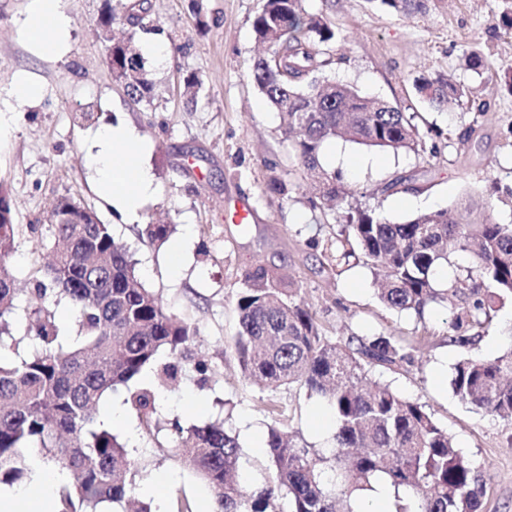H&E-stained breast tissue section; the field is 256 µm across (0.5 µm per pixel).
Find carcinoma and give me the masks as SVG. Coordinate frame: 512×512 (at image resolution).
Listing matches in <instances>:
<instances>
[{
	"instance_id": "obj_1",
	"label": "carcinoma",
	"mask_w": 512,
	"mask_h": 512,
	"mask_svg": "<svg viewBox=\"0 0 512 512\" xmlns=\"http://www.w3.org/2000/svg\"><path fill=\"white\" fill-rule=\"evenodd\" d=\"M399 14L422 13L428 0H374ZM149 0H112L101 24L129 23L126 36L107 47L113 78L126 84L137 101L151 103L154 83L137 44V29L149 22ZM265 52L254 57L248 74L279 114L292 149L316 182L312 207L353 197L336 173L321 162L333 139L388 149L423 150L415 115L387 101L364 95L333 76V46L343 36L321 15L309 14L304 0H261L253 21ZM419 100L444 110L472 89L442 76L413 80ZM263 193L288 197L287 183L270 169ZM81 202L58 199L51 211L52 262L47 278L31 288L16 287L9 259L19 240L42 233L38 224H16L8 187L0 183V485L28 480L33 455L71 476L57 489L58 512H101L108 504H135L138 470L127 444L112 427L96 422L103 397L119 389L147 431L176 437L182 462L210 489L212 512H277L288 499L289 512H355L351 499L370 489L376 475L394 490L415 499L395 512H482V474L454 445L427 405L401 397L369 376L372 368L396 369L410 362L406 347L388 334L352 335L331 341L299 289L276 267L245 270L237 295L234 353L243 376L263 388L297 386L325 399L333 415L332 453L327 457L304 444H290L289 420L278 417L269 400L267 455L272 478L250 494L240 484L238 436L218 421L184 426L157 417L159 386L137 383L147 368L166 386L190 368L196 384L208 380L209 366L195 358L198 327L166 310L136 274V262L101 221L76 224ZM494 200L454 213L438 209L397 223L382 211L348 204L345 224L322 247L321 262L340 276L362 263L383 306L423 317L434 306L452 309V343L468 348L491 323L497 304L512 300V224L492 217ZM169 224H145L139 237L164 243ZM465 253L482 282L457 278L446 288L435 273L448 256ZM72 312L67 329L57 309ZM35 321L24 334H12L23 315ZM464 404L489 415L512 419V348L493 359L460 358L450 380Z\"/></svg>"
}]
</instances>
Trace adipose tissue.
Here are the masks:
<instances>
[{"instance_id": "obj_1", "label": "adipose tissue", "mask_w": 512, "mask_h": 512, "mask_svg": "<svg viewBox=\"0 0 512 512\" xmlns=\"http://www.w3.org/2000/svg\"><path fill=\"white\" fill-rule=\"evenodd\" d=\"M28 40L44 55L60 53L70 26L63 0H31ZM89 169L97 190L129 220H137L145 199L154 192L148 169L133 162L142 145L134 132L122 126L101 127L93 136Z\"/></svg>"}]
</instances>
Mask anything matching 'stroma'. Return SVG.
<instances>
[{
    "label": "stroma",
    "mask_w": 512,
    "mask_h": 512,
    "mask_svg": "<svg viewBox=\"0 0 512 512\" xmlns=\"http://www.w3.org/2000/svg\"><path fill=\"white\" fill-rule=\"evenodd\" d=\"M71 28L62 54L39 55L26 39L29 0H0V182L8 185L17 223L38 224L42 240H19L12 270L28 285L47 264L45 241L52 238L48 215L60 197L91 206L112 228L137 262L146 287L163 305L196 323L200 336L195 353L210 368L205 387L183 379L165 390L164 418L184 425L223 421L241 443L244 491L270 477L264 438L268 397H275L300 438L329 452L330 432L317 415L316 397L278 389L268 392L243 378L232 338L237 329L236 300L244 271L273 265L290 275L305 305L324 334L337 340L351 334L388 333L413 356L405 369L384 372V380L402 396L428 405L437 421L483 474V512H512V420L492 417L460 402L450 387L451 366L464 355L492 358L512 332V301L499 308L482 338L469 349L449 340V309L436 307L423 317L382 306L372 275L358 265L335 277L320 263V244L335 236L341 213H323L308 202L301 165L284 134L277 113L246 75L256 53L253 20L260 0H203L206 29H199L190 0H151L152 24L139 41L153 38L168 48L165 62H151L156 81L152 105L130 101L109 71L106 43L96 19L103 0H64ZM306 9L327 17L346 41L336 43L342 59L339 81L355 85L415 115L427 150L399 154L332 140L321 162L339 173L355 192H371L395 175L410 177L411 191L385 197L382 212L401 222L423 211L454 209L488 196L492 185L512 188V94L497 81L512 73V30L499 25L505 0H429L425 12L411 16L378 9L368 0H305ZM477 52L481 74L465 70L463 53ZM198 73L203 83L196 105H187L183 76ZM28 74L40 89L37 98L18 99L13 78ZM443 74L475 92L483 104L478 115L454 106L440 112L415 96L412 79ZM475 123L471 137L466 124ZM135 129L149 151L145 157L156 186L141 211V222H165L176 230L162 246L138 236L140 224L116 215L96 192L86 166L92 135L105 125ZM289 184L288 199L271 200L263 188L270 172ZM246 203L247 226L234 224L237 203ZM182 254L173 268V251ZM125 395H112L123 420L113 423L107 407L98 419L117 433L137 431L132 452L141 480L165 478L152 496L164 512L189 502L203 512L210 501L206 487L182 463L172 435L140 429Z\"/></svg>",
    "instance_id": "stroma-1"
}]
</instances>
